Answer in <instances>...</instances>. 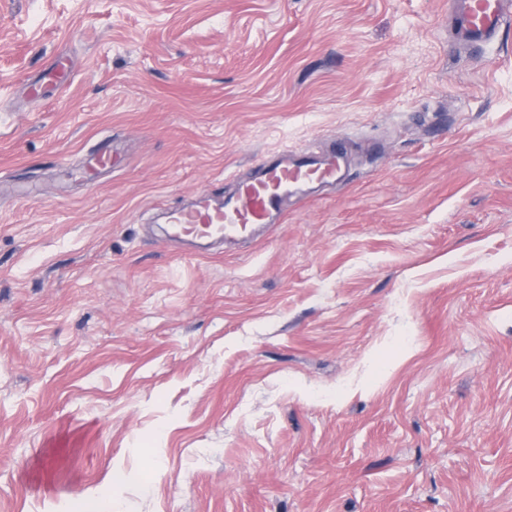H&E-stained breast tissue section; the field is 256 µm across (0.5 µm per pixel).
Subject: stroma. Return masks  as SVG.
I'll use <instances>...</instances> for the list:
<instances>
[{
  "label": "stroma",
  "mask_w": 512,
  "mask_h": 512,
  "mask_svg": "<svg viewBox=\"0 0 512 512\" xmlns=\"http://www.w3.org/2000/svg\"><path fill=\"white\" fill-rule=\"evenodd\" d=\"M450 40L448 0H0V512H512V29ZM338 142L280 223L164 235Z\"/></svg>",
  "instance_id": "35a3bbf8"
}]
</instances>
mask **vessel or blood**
Masks as SVG:
<instances>
[{"mask_svg": "<svg viewBox=\"0 0 512 512\" xmlns=\"http://www.w3.org/2000/svg\"><path fill=\"white\" fill-rule=\"evenodd\" d=\"M456 41L481 45L512 24V0H450ZM347 154L343 144L327 152L283 149L261 158L251 179L221 200L199 195L192 205L167 215L169 237L181 240L227 241L267 227L313 185L345 180Z\"/></svg>", "mask_w": 512, "mask_h": 512, "instance_id": "vessel-or-blood-1", "label": "vessel or blood"}]
</instances>
